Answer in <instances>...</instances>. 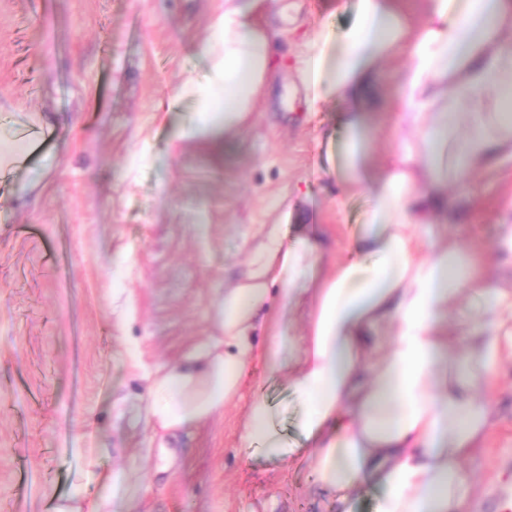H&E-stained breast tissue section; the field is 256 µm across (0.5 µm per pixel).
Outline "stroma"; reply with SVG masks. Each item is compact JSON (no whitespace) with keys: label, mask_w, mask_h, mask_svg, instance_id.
Returning a JSON list of instances; mask_svg holds the SVG:
<instances>
[{"label":"stroma","mask_w":512,"mask_h":512,"mask_svg":"<svg viewBox=\"0 0 512 512\" xmlns=\"http://www.w3.org/2000/svg\"><path fill=\"white\" fill-rule=\"evenodd\" d=\"M223 0H0V125L29 114L57 130L0 184V512L69 500L114 512H336L302 454V407L286 377L250 367L240 398L156 436L149 387L216 335L215 306L239 281L262 225H317L328 260L348 258L371 206L336 193L347 135L336 101L311 109L307 38L341 37L354 0H265L280 62L223 164L177 136L197 103L176 98L207 66L200 43ZM47 185L25 194L32 175ZM451 235L493 251L512 171L474 175ZM278 412L297 456L242 448L253 398ZM497 425L464 468L470 512H512V361L491 394Z\"/></svg>","instance_id":"obj_1"}]
</instances>
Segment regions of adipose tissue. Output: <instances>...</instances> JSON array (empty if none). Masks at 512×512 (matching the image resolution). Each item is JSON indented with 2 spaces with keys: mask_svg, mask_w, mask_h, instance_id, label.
Instances as JSON below:
<instances>
[{
  "mask_svg": "<svg viewBox=\"0 0 512 512\" xmlns=\"http://www.w3.org/2000/svg\"><path fill=\"white\" fill-rule=\"evenodd\" d=\"M260 0H224L204 48L209 77L184 86L201 107L183 132L223 163L273 73ZM404 56L396 149L369 170L370 114L384 102L385 64ZM310 105L345 103V193L374 204L355 248L359 259L323 267L318 229L303 224L284 246L271 226L245 281L225 289L217 336L156 378L149 411L164 430L191 427L237 396L251 360L287 373L305 410L300 430L322 489L345 505L364 480L385 488L377 512H468L463 463L493 429L488 392L497 364L512 359V293L491 280L464 241L437 233L473 198V172L512 159V0H424L411 24L401 0H356L354 20L328 53L314 35L302 71ZM279 285L285 314L306 308L300 339L258 348L256 331ZM471 319L451 325L459 301ZM243 447L290 448L271 405L252 401Z\"/></svg>",
  "mask_w": 512,
  "mask_h": 512,
  "instance_id": "adipose-tissue-1",
  "label": "adipose tissue"
}]
</instances>
